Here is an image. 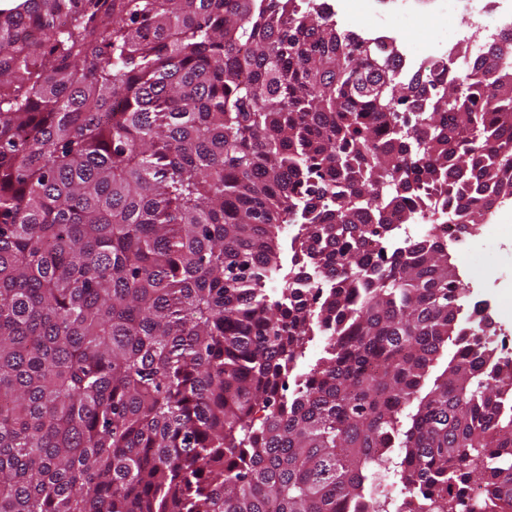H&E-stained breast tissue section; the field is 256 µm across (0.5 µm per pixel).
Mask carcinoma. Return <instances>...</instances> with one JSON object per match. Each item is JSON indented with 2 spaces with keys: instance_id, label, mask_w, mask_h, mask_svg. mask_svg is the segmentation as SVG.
I'll list each match as a JSON object with an SVG mask.
<instances>
[{
  "instance_id": "cac0c4a2",
  "label": "carcinoma",
  "mask_w": 512,
  "mask_h": 512,
  "mask_svg": "<svg viewBox=\"0 0 512 512\" xmlns=\"http://www.w3.org/2000/svg\"><path fill=\"white\" fill-rule=\"evenodd\" d=\"M393 57L301 0L0 10V512H512V366L436 225L381 249L512 200V32ZM423 206L417 215V226L415 224H403L398 211H388L386 222L399 225L403 238L412 239L414 235L413 226L416 228V233H420L427 227V224H437L438 222L432 221L438 220L445 213L447 214L449 209H458L459 204L453 198H448V195L442 194L440 196L434 195L430 202L423 204ZM293 235V227L292 226H285V229L283 230V233L280 234L279 237V243L280 248L282 250L281 252V263L283 265V269L278 273L274 280H271L267 283L266 288H268V291L272 294L279 291V288H282L285 281L284 276L288 273V270L291 267V256L292 252L290 250V238Z\"/></svg>"
}]
</instances>
